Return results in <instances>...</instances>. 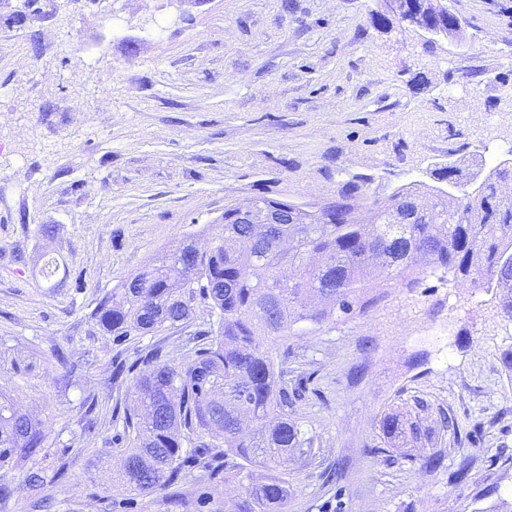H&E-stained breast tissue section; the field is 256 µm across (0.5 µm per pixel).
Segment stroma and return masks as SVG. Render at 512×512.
<instances>
[{"label":"stroma","mask_w":512,"mask_h":512,"mask_svg":"<svg viewBox=\"0 0 512 512\" xmlns=\"http://www.w3.org/2000/svg\"><path fill=\"white\" fill-rule=\"evenodd\" d=\"M19 25L0 0V392L39 418L44 451L69 444L66 477L37 507L21 472L0 512H119L109 407L129 398L112 360L159 347L189 356L214 319L113 344L100 298L156 254L256 195L320 202L336 170L421 178L436 159L512 148V0H448L465 51L424 52L415 32L374 23L380 0H41ZM120 10L121 29L110 15ZM168 18L160 36L151 31ZM423 83L413 84L414 75ZM49 224L52 238L38 228ZM65 269L35 279L41 255ZM82 287H75V280ZM62 348L65 363L51 356ZM306 377L299 420L320 439L288 512H512V323L487 293L428 279L366 314L270 341ZM73 370L74 381L60 380ZM98 399L92 430L84 401ZM426 399L455 418L438 470L378 455L377 418ZM473 468L449 480L461 456ZM499 492L475 502L478 490Z\"/></svg>","instance_id":"obj_1"}]
</instances>
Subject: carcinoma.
<instances>
[{"label":"carcinoma","mask_w":512,"mask_h":512,"mask_svg":"<svg viewBox=\"0 0 512 512\" xmlns=\"http://www.w3.org/2000/svg\"><path fill=\"white\" fill-rule=\"evenodd\" d=\"M483 180L469 186L458 163L434 164L430 181L396 185L384 195L377 178L336 170L331 209L257 195L294 211L291 224H238L224 209V229L199 245L193 234L121 281L93 313L96 327L120 346L188 323L202 304L217 316L181 363L156 348L141 362L119 361L112 377H129L133 407L116 404L112 422L126 508L140 496L168 492L186 512H210L212 486L231 480L242 492L224 512H288L295 482L317 456L316 432L292 418L299 387L276 363L263 336H286L299 324L319 329L333 317L361 314L374 302L366 288H417L430 277L470 282L512 314V165L476 164ZM459 194L448 201L445 186ZM235 246H224L225 233ZM384 443L411 451L455 429L431 417L430 404L389 407L378 420ZM42 423L0 393V470H23L36 490L65 477L40 457ZM204 472L194 510L180 492L183 474ZM256 469L268 470L261 480Z\"/></svg>","instance_id":"carcinoma-1"}]
</instances>
